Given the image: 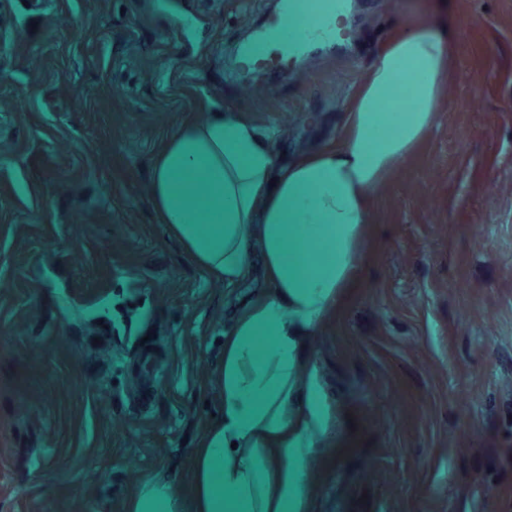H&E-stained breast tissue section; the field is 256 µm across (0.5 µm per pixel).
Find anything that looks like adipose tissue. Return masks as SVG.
Returning a JSON list of instances; mask_svg holds the SVG:
<instances>
[{"label": "adipose tissue", "mask_w": 512, "mask_h": 512, "mask_svg": "<svg viewBox=\"0 0 512 512\" xmlns=\"http://www.w3.org/2000/svg\"><path fill=\"white\" fill-rule=\"evenodd\" d=\"M458 47L453 28L411 22L377 54L336 143L285 169L270 135L228 110L169 135L150 176L160 222L225 287L256 253L269 286L224 338V409L193 450L187 495L160 474L125 512H308L329 423L312 341L357 277L372 192L437 123Z\"/></svg>", "instance_id": "obj_1"}]
</instances>
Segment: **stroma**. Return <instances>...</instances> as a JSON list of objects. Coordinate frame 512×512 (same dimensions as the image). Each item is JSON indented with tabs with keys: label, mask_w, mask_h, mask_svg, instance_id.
I'll use <instances>...</instances> for the list:
<instances>
[{
	"label": "stroma",
	"mask_w": 512,
	"mask_h": 512,
	"mask_svg": "<svg viewBox=\"0 0 512 512\" xmlns=\"http://www.w3.org/2000/svg\"><path fill=\"white\" fill-rule=\"evenodd\" d=\"M278 0H0V512H123L180 487L223 408L233 299L160 224L154 156L230 109L281 165L335 143L411 20L453 24L449 104L374 197L315 340L310 512H512V0H353L276 77L237 49Z\"/></svg>",
	"instance_id": "stroma-1"
}]
</instances>
